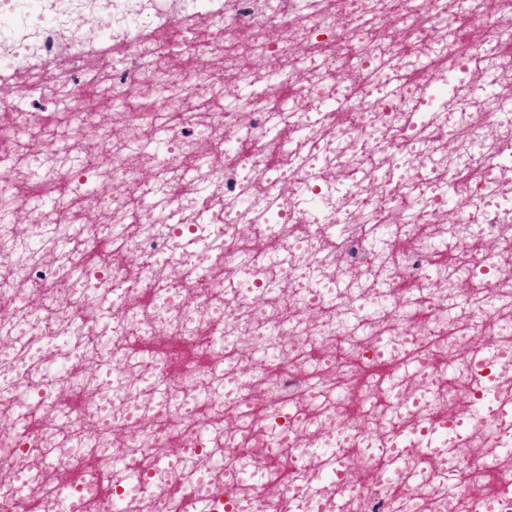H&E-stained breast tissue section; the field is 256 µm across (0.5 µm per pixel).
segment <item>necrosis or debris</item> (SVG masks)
I'll return each mask as SVG.
<instances>
[{"label": "necrosis or debris", "instance_id": "necrosis-or-debris-1", "mask_svg": "<svg viewBox=\"0 0 512 512\" xmlns=\"http://www.w3.org/2000/svg\"><path fill=\"white\" fill-rule=\"evenodd\" d=\"M511 40L512 0H0V512L88 461L112 512L214 462L261 477L213 512H512Z\"/></svg>", "mask_w": 512, "mask_h": 512}]
</instances>
